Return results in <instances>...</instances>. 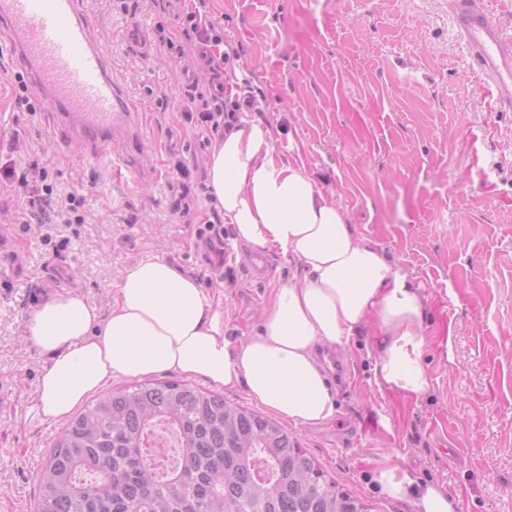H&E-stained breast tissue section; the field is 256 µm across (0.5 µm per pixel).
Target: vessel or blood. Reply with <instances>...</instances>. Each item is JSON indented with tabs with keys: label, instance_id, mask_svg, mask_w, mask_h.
<instances>
[{
	"label": "vessel or blood",
	"instance_id": "vessel-or-blood-1",
	"mask_svg": "<svg viewBox=\"0 0 512 512\" xmlns=\"http://www.w3.org/2000/svg\"><path fill=\"white\" fill-rule=\"evenodd\" d=\"M83 0H0V45L42 97L67 143L96 157L135 114L112 79L103 50L94 42ZM457 29L476 68L512 109V50L488 0H448Z\"/></svg>",
	"mask_w": 512,
	"mask_h": 512
}]
</instances>
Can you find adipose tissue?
<instances>
[{"mask_svg": "<svg viewBox=\"0 0 512 512\" xmlns=\"http://www.w3.org/2000/svg\"><path fill=\"white\" fill-rule=\"evenodd\" d=\"M207 186L237 239L297 262L275 288L261 333L228 338L224 306L161 257L125 268L114 303L101 313L84 295L59 292L27 316L25 335L44 362L29 401L31 421H64L112 379L176 372L249 398L288 421L330 419L334 397L315 357L320 344L348 345L371 329L377 369L389 385L427 390L422 363L426 305L397 261L360 239L345 210L306 167L276 156L270 130L244 121L216 140ZM375 479L415 512H457L459 494L414 480L386 454Z\"/></svg>", "mask_w": 512, "mask_h": 512, "instance_id": "ef3b65f1", "label": "adipose tissue"}]
</instances>
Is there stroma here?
Masks as SVG:
<instances>
[{"mask_svg":"<svg viewBox=\"0 0 512 512\" xmlns=\"http://www.w3.org/2000/svg\"><path fill=\"white\" fill-rule=\"evenodd\" d=\"M84 6L140 114L134 138L112 143L133 171L116 180L64 144L41 100L17 106L16 73L0 71V160L47 165L91 216L49 225L48 245L13 230L23 199L0 192V512H33L61 431L26 418L43 363L25 337L36 299L75 290L108 312L124 269L160 256L187 276L207 273L201 286L223 302L238 342L260 332L274 288L296 270L244 242L237 261L204 256L194 226L171 211V166H204L216 139L183 123L187 78L162 44L180 34L190 0ZM208 18L236 49L223 75L253 102L244 119L268 126L277 156L304 164L428 306L425 392L377 380L378 339L364 332L338 350L354 382L335 391L333 417L288 431L370 512H413L373 479L388 453L414 479L458 492L459 512H512V110L474 72L448 0H210ZM263 257L271 271L253 278L249 263Z\"/></svg>","mask_w":512,"mask_h":512,"instance_id":"35a3bbf8","label":"stroma"}]
</instances>
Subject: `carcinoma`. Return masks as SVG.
Segmentation results:
<instances>
[{
	"label": "carcinoma",
	"instance_id": "obj_1",
	"mask_svg": "<svg viewBox=\"0 0 512 512\" xmlns=\"http://www.w3.org/2000/svg\"><path fill=\"white\" fill-rule=\"evenodd\" d=\"M178 460L161 470L158 428ZM36 512H370L329 480L288 429L179 381L98 395L62 428Z\"/></svg>",
	"mask_w": 512,
	"mask_h": 512
}]
</instances>
